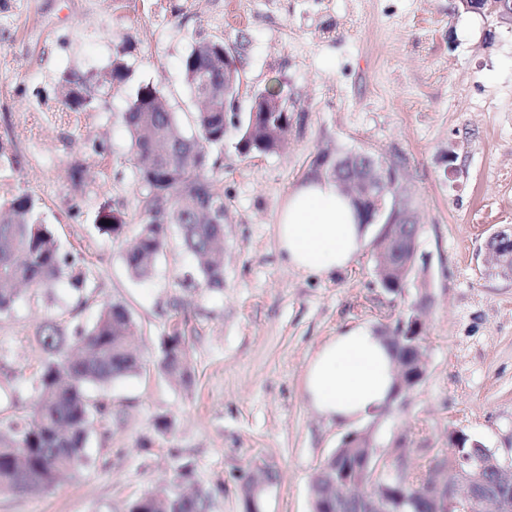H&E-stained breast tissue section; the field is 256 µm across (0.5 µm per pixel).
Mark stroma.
Listing matches in <instances>:
<instances>
[{
	"label": "stroma",
	"mask_w": 512,
	"mask_h": 512,
	"mask_svg": "<svg viewBox=\"0 0 512 512\" xmlns=\"http://www.w3.org/2000/svg\"><path fill=\"white\" fill-rule=\"evenodd\" d=\"M216 38L240 58L239 113L253 93L282 86L288 146L243 156L230 136L209 149L224 196L223 287L182 285L193 258L175 225L153 276L132 279L122 250L139 231V191L123 112L153 82L193 134L181 60ZM119 50L129 76L113 84ZM66 74L105 106L67 108ZM324 150L399 164L419 225L402 295L379 288L370 247L327 279L281 259L277 212ZM23 193L87 287L26 289L0 315V418L36 409L43 330L91 325L103 303L133 313L142 369L89 387L109 409L90 421L87 465L48 492L0 494V512H128L182 464L192 486L213 490L210 512H246L258 466L274 473L259 512H312V479L348 433L308 407L305 366L345 326L393 335L417 302L425 374L356 433L385 470L405 463L414 477L452 458L458 431L512 459V276L484 262L489 237L512 232V27L456 0H0V203ZM103 207L123 218L122 239L98 231ZM177 309L188 388L158 369ZM163 417L173 422L165 437Z\"/></svg>",
	"instance_id": "stroma-1"
}]
</instances>
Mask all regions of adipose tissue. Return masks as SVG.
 <instances>
[{
    "mask_svg": "<svg viewBox=\"0 0 512 512\" xmlns=\"http://www.w3.org/2000/svg\"><path fill=\"white\" fill-rule=\"evenodd\" d=\"M289 267L320 277L348 269L369 242V226L354 197L315 175L285 198L275 224ZM302 389L311 410L348 429L384 408L396 393L392 348L365 324L345 328L309 359Z\"/></svg>",
    "mask_w": 512,
    "mask_h": 512,
    "instance_id": "ef3b65f1",
    "label": "adipose tissue"
}]
</instances>
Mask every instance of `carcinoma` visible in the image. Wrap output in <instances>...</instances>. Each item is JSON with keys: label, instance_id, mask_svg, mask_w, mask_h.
Listing matches in <instances>:
<instances>
[{"label": "carcinoma", "instance_id": "1", "mask_svg": "<svg viewBox=\"0 0 512 512\" xmlns=\"http://www.w3.org/2000/svg\"><path fill=\"white\" fill-rule=\"evenodd\" d=\"M221 40H202L194 44L181 61L184 80L199 107L193 113L196 134L188 137L167 107L158 85H141L123 114L130 152L127 162L133 169L140 193V224L135 243L123 250L122 258L129 275L136 280L151 277L157 258L164 251L166 228L180 226L182 242L193 257L192 270L183 282L220 288L224 284L223 263L215 257L214 246L224 233V224H211L199 212L209 209L224 214V195L212 180V165L206 145L224 142L228 129L236 134L235 149L241 155L269 153L288 145L290 116L286 112L269 113L250 125L251 116L224 123L233 111L234 96L220 94L209 100L203 94L211 86L224 85V50ZM69 89L66 103L72 109L94 108L100 99L85 92L84 80L66 77ZM253 131H248V128ZM317 167L338 173L344 190L360 194L366 184V169L327 154L318 156ZM167 209V220L156 222L159 207ZM98 230L107 236L121 234L118 218L103 207L96 215ZM390 247L400 257L394 273L380 267L385 255L381 245L374 247L376 281L385 291L399 294L406 286L415 262L416 250L398 241ZM81 292L86 279L59 250L51 227L44 222L36 201L27 194L0 204V313L11 311L22 286L48 291L61 280ZM137 324L121 302L103 305L94 323H75L68 332L48 328L39 343L49 359L38 376L39 407L32 418L15 417L0 422V493L33 494L53 489L59 477L74 474L87 464L85 445L90 413L102 414L106 406L89 398L90 385H104L132 376L142 364L129 349V337ZM160 371L176 376L184 386L192 381L185 333L174 325L163 339ZM453 459L431 464L423 480L442 485L446 512H461L456 507L457 484L472 475L473 462L486 456L485 448L464 433H454ZM338 460L330 457L318 469L312 482L313 512H368L365 493L357 490L336 502L324 497V487L336 479ZM191 477L184 465L166 483L135 500L129 512H208L212 493L202 490L189 497L182 486ZM364 489L385 485L383 492L401 498L413 496L414 485L408 470L391 476L370 469L363 477Z\"/></svg>", "mask_w": 512, "mask_h": 512}]
</instances>
